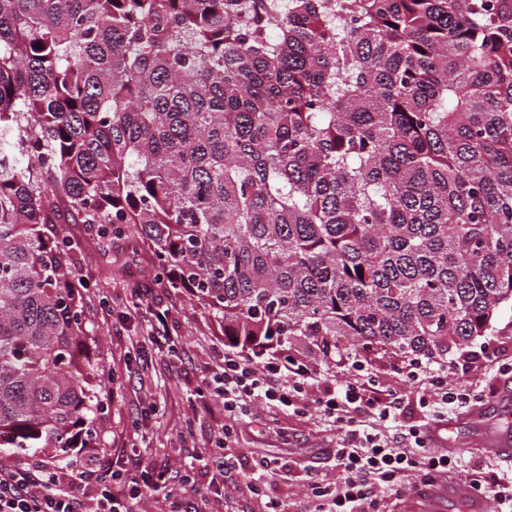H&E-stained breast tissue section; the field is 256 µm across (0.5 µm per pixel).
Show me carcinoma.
I'll return each mask as SVG.
<instances>
[{
  "instance_id": "1",
  "label": "carcinoma",
  "mask_w": 512,
  "mask_h": 512,
  "mask_svg": "<svg viewBox=\"0 0 512 512\" xmlns=\"http://www.w3.org/2000/svg\"><path fill=\"white\" fill-rule=\"evenodd\" d=\"M67 224L246 350L448 358L512 304V0H0V454L51 465L104 411Z\"/></svg>"
}]
</instances>
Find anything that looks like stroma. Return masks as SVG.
I'll use <instances>...</instances> for the list:
<instances>
[{
	"instance_id": "obj_1",
	"label": "stroma",
	"mask_w": 512,
	"mask_h": 512,
	"mask_svg": "<svg viewBox=\"0 0 512 512\" xmlns=\"http://www.w3.org/2000/svg\"><path fill=\"white\" fill-rule=\"evenodd\" d=\"M72 237L85 245L77 256L79 272L88 282L86 307L92 318L94 341L89 353L103 367L101 392L106 404L99 445L112 449L118 468H134L142 458L182 471L194 454L215 449L222 426L235 441L228 453L235 468L225 474L208 470L210 492L200 497L179 482L160 489L154 498L135 504V512H168L179 499L184 512H264L265 497L283 501L288 512H313L308 483L335 477L340 430L315 410L284 412L260 404L229 417L222 400L203 393L204 379L224 348V337L201 306L182 294L154 286L150 278L132 280L110 273V262L146 263L145 252L115 239L95 244L88 225L72 224ZM140 290L144 302L133 308L130 294ZM168 314L166 335L155 333L153 315ZM498 350L505 371L512 373V306L501 308L487 335L475 339L468 352L481 356L485 347ZM399 358L376 361L382 384L402 385L400 424L418 425L426 419L416 391L402 384ZM269 462L264 496L255 495L241 475L255 463Z\"/></svg>"
}]
</instances>
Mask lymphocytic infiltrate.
<instances>
[{
  "instance_id": "obj_1",
  "label": "lymphocytic infiltrate",
  "mask_w": 512,
  "mask_h": 512,
  "mask_svg": "<svg viewBox=\"0 0 512 512\" xmlns=\"http://www.w3.org/2000/svg\"><path fill=\"white\" fill-rule=\"evenodd\" d=\"M497 357L496 351H486L484 365L466 377L449 368L404 361L399 372L412 383L431 417L396 436L391 430L398 425L402 393L394 387L375 390L366 362L357 363L345 386L314 398L310 392L321 377L319 370L292 356L259 359L231 345L211 382L214 394L224 399L225 413L260 401L284 411L311 407L337 424L338 476L310 485L317 512H378L384 496L406 493L407 474H415L417 486L425 489L439 482L451 459L431 448L430 426L487 402L492 380L488 365ZM115 477L110 460L89 464L79 455L65 466L35 460L1 468L0 512H130V501L153 497L168 481L166 470L150 464L141 465L122 487H115Z\"/></svg>"
}]
</instances>
